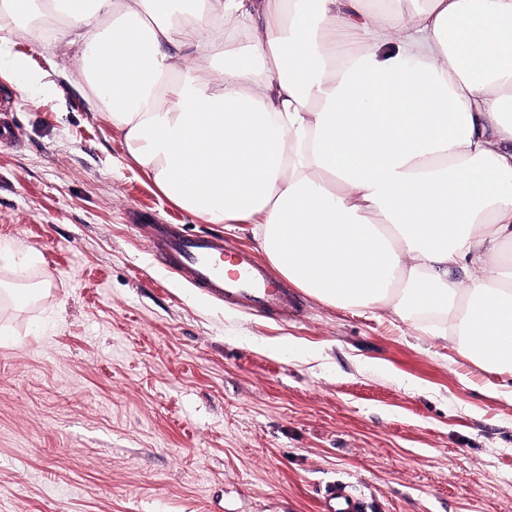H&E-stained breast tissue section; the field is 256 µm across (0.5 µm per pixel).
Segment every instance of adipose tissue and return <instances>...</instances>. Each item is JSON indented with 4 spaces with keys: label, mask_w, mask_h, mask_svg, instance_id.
<instances>
[{
    "label": "adipose tissue",
    "mask_w": 512,
    "mask_h": 512,
    "mask_svg": "<svg viewBox=\"0 0 512 512\" xmlns=\"http://www.w3.org/2000/svg\"><path fill=\"white\" fill-rule=\"evenodd\" d=\"M35 17L169 201L512 377V0H0V75L51 98L10 49Z\"/></svg>",
    "instance_id": "ef3b65f1"
}]
</instances>
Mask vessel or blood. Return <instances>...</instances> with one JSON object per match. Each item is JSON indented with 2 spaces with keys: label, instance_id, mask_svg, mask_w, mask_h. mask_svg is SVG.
Returning a JSON list of instances; mask_svg holds the SVG:
<instances>
[{
  "label": "vessel or blood",
  "instance_id": "obj_1",
  "mask_svg": "<svg viewBox=\"0 0 512 512\" xmlns=\"http://www.w3.org/2000/svg\"><path fill=\"white\" fill-rule=\"evenodd\" d=\"M151 249L169 270L212 298L273 311L287 307L288 294L248 253L226 245L223 238L182 234L174 225L159 224ZM320 512H368V503L343 479L328 482Z\"/></svg>",
  "mask_w": 512,
  "mask_h": 512
}]
</instances>
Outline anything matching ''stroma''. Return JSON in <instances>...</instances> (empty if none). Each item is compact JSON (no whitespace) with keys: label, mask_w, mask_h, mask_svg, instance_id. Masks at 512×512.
<instances>
[{"label":"stroma","mask_w":512,"mask_h":512,"mask_svg":"<svg viewBox=\"0 0 512 512\" xmlns=\"http://www.w3.org/2000/svg\"><path fill=\"white\" fill-rule=\"evenodd\" d=\"M33 26L11 49L58 94L0 78V512H319L337 477L371 512H512L502 375L385 309L292 286L271 314L169 274L150 224L266 257L170 203Z\"/></svg>","instance_id":"35a3bbf8"}]
</instances>
